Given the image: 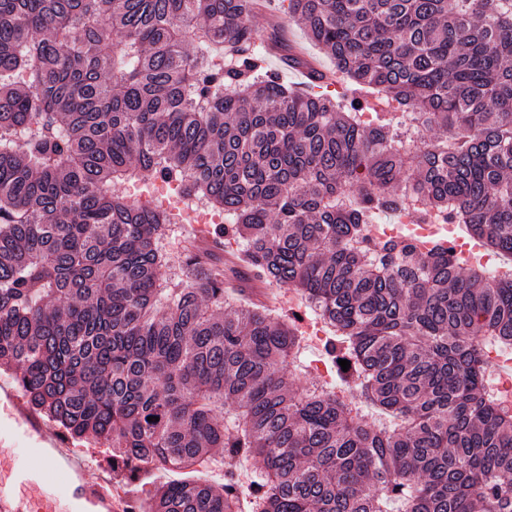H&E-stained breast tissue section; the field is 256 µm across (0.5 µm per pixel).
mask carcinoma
<instances>
[{"label": "carcinoma", "mask_w": 512, "mask_h": 512, "mask_svg": "<svg viewBox=\"0 0 512 512\" xmlns=\"http://www.w3.org/2000/svg\"><path fill=\"white\" fill-rule=\"evenodd\" d=\"M256 2L0 0V367L117 475L224 463L138 512H242L255 457L252 512H512V413L483 351L512 346V274L372 231L410 210L512 263V0H288L363 96L264 70ZM144 171L318 304L345 386L389 426L290 386L297 328L224 311L206 265L165 275L175 214L118 192Z\"/></svg>", "instance_id": "carcinoma-1"}]
</instances>
